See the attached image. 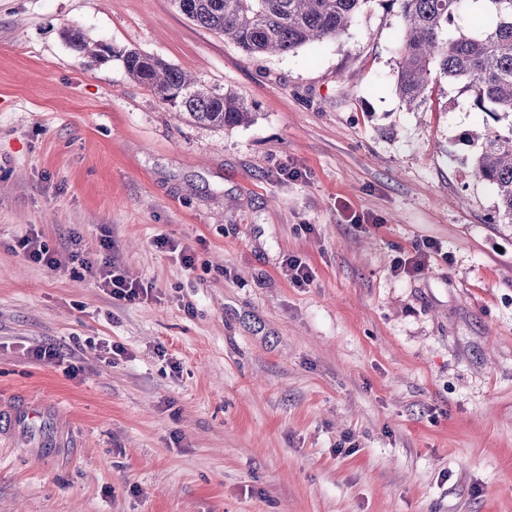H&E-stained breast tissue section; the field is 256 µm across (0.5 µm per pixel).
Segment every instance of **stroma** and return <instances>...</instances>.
<instances>
[{
  "label": "stroma",
  "instance_id": "35a3bbf8",
  "mask_svg": "<svg viewBox=\"0 0 512 512\" xmlns=\"http://www.w3.org/2000/svg\"><path fill=\"white\" fill-rule=\"evenodd\" d=\"M402 28L368 0L339 38L251 56L173 0H0V399L58 400L62 442L0 435V512H512V224L470 173L469 96L397 98ZM130 49L253 121L179 117ZM76 244L148 294L112 299ZM20 247L34 263H42L49 268H56L60 261L51 256L48 250L36 238L24 237L19 241Z\"/></svg>",
  "mask_w": 512,
  "mask_h": 512
}]
</instances>
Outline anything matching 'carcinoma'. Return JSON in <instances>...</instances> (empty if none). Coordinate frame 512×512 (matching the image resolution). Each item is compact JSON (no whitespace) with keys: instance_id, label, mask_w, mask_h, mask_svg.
I'll return each mask as SVG.
<instances>
[{"instance_id":"obj_1","label":"carcinoma","mask_w":512,"mask_h":512,"mask_svg":"<svg viewBox=\"0 0 512 512\" xmlns=\"http://www.w3.org/2000/svg\"><path fill=\"white\" fill-rule=\"evenodd\" d=\"M194 23L221 32L252 55H285L336 38L349 28L367 0H174ZM404 27L394 68L395 93L411 112H424L434 80L467 94L487 115L480 130L469 133L475 148L476 179L497 198L492 221L512 224V0H480L487 25L469 29L457 16L463 0H391ZM129 78L148 88L190 122L236 127L253 112L236 95L199 85L181 69L138 50L123 54Z\"/></svg>"}]
</instances>
